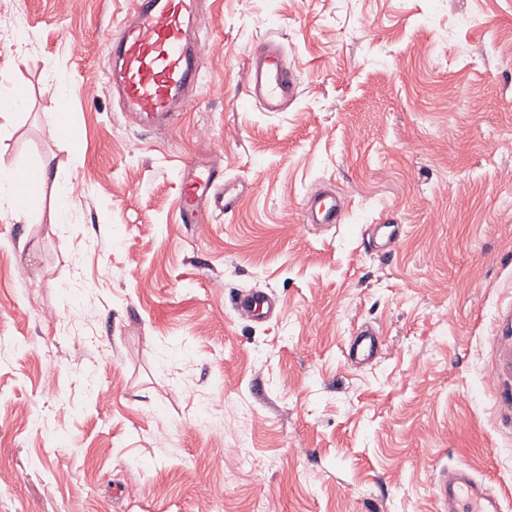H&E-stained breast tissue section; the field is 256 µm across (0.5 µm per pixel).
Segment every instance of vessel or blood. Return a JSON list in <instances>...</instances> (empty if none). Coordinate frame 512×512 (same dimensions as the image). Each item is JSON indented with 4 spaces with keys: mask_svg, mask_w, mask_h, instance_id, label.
Here are the masks:
<instances>
[{
    "mask_svg": "<svg viewBox=\"0 0 512 512\" xmlns=\"http://www.w3.org/2000/svg\"><path fill=\"white\" fill-rule=\"evenodd\" d=\"M201 0H131L110 43L106 72L113 98L122 112L140 127L165 131L186 112L198 84V66L204 59V38L196 34ZM244 83L248 96L265 112L285 111L298 95L299 79L289 65L283 46L268 39L249 51ZM180 217L185 224H206L217 213L235 211L238 188L220 178L217 162L208 156L185 161L181 169ZM306 224H340L345 202L335 189L308 194L300 206ZM405 235L401 224H373L369 246L386 254ZM233 310L246 319L279 313L277 299L264 291L234 296ZM381 331L364 323L358 326L346 356L355 364L372 361ZM440 512H503L501 499L464 468L443 471L433 483Z\"/></svg>",
    "mask_w": 512,
    "mask_h": 512,
    "instance_id": "vessel-or-blood-1",
    "label": "vessel or blood"
}]
</instances>
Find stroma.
Segmentation results:
<instances>
[{
    "mask_svg": "<svg viewBox=\"0 0 512 512\" xmlns=\"http://www.w3.org/2000/svg\"><path fill=\"white\" fill-rule=\"evenodd\" d=\"M128 5L0 0L28 95L0 164L51 160L75 202L0 216V512H438L464 467L512 504V0H205L163 132L105 87ZM267 37L300 77L284 112L242 86ZM198 154L243 189L204 228L178 216ZM325 184L344 222L302 223ZM372 224L407 233L380 254ZM363 323L383 345L356 366ZM233 310L242 318L273 317L280 311L277 299L264 291H251L232 298Z\"/></svg>",
    "mask_w": 512,
    "mask_h": 512,
    "instance_id": "stroma-1",
    "label": "stroma"
}]
</instances>
